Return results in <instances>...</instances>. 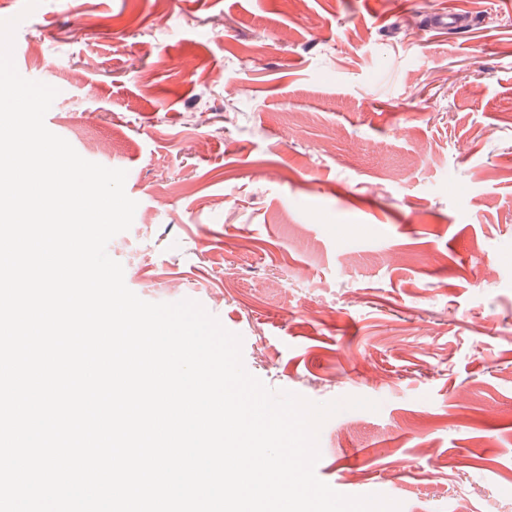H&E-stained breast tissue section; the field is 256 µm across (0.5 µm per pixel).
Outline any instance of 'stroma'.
I'll return each mask as SVG.
<instances>
[{
    "instance_id": "1",
    "label": "stroma",
    "mask_w": 512,
    "mask_h": 512,
    "mask_svg": "<svg viewBox=\"0 0 512 512\" xmlns=\"http://www.w3.org/2000/svg\"><path fill=\"white\" fill-rule=\"evenodd\" d=\"M13 57L126 170L130 290L201 303L269 389L377 402L323 424L320 480L512 512V0H42Z\"/></svg>"
}]
</instances>
